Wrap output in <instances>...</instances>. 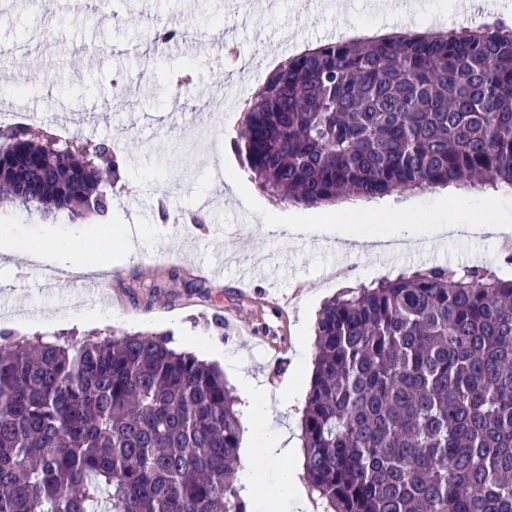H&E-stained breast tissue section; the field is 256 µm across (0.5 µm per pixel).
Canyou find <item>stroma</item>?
<instances>
[{
  "label": "stroma",
  "instance_id": "stroma-1",
  "mask_svg": "<svg viewBox=\"0 0 512 512\" xmlns=\"http://www.w3.org/2000/svg\"><path fill=\"white\" fill-rule=\"evenodd\" d=\"M289 0H120L114 18L89 23L85 0H47L23 9L18 0L0 11V100L13 101L18 74L36 76L27 109L39 127L73 143L109 137L126 160L125 187L112 209L90 220L113 252L125 249V225H139L136 255L116 260L103 279H81L77 291L37 293L30 272L0 276V313L17 317V337L57 339L126 333L167 336L171 347L197 336L217 352L242 421H249V391L267 398L270 433L301 436L306 395L286 391L298 353L313 357L317 313L342 289L395 278L418 268L445 266L462 272L482 266L512 278L504 257L512 234L432 239L415 235L398 254L339 253L317 235L265 232L266 217L288 221L290 204L274 201L249 177L233 141L239 112H217L211 101L220 86L245 80L262 84L285 59L326 43L327 29L343 38L385 35L384 15L364 12L359 0H339L335 10L292 13ZM362 25L349 30L351 15ZM192 24L203 38L198 51L174 54L155 48L157 30ZM191 68L192 79L170 95L171 75ZM233 180L240 196L224 193ZM209 219L191 224L195 215ZM224 277L200 273L215 257ZM352 265L349 276L327 279L328 268ZM88 318L72 319L76 309ZM103 313L100 321L92 313ZM232 315L248 332L237 336L215 320ZM307 344H300V337Z\"/></svg>",
  "mask_w": 512,
  "mask_h": 512
}]
</instances>
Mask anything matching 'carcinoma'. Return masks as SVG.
Returning <instances> with one entry per match:
<instances>
[{
  "label": "carcinoma",
  "mask_w": 512,
  "mask_h": 512,
  "mask_svg": "<svg viewBox=\"0 0 512 512\" xmlns=\"http://www.w3.org/2000/svg\"><path fill=\"white\" fill-rule=\"evenodd\" d=\"M236 150L267 195L309 208L453 183L512 186L504 21L288 57ZM123 160L0 125V201L105 215ZM224 373L164 337L63 343L0 331V512H253ZM325 512H512V279L418 269L328 300L302 419Z\"/></svg>",
  "instance_id": "cac0c4a2"
}]
</instances>
